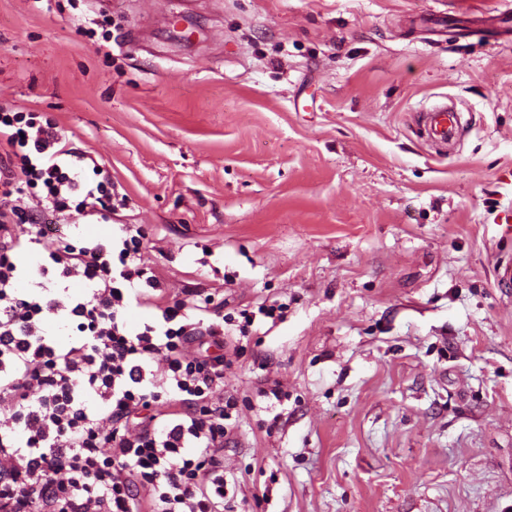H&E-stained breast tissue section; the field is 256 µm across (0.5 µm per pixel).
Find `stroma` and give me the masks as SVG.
I'll return each instance as SVG.
<instances>
[{
    "label": "stroma",
    "mask_w": 512,
    "mask_h": 512,
    "mask_svg": "<svg viewBox=\"0 0 512 512\" xmlns=\"http://www.w3.org/2000/svg\"><path fill=\"white\" fill-rule=\"evenodd\" d=\"M444 9L512 0H0V104L112 173L66 241L137 225L224 317L233 512H512V36ZM452 109H448V103H441L426 112V131L429 139L448 145L455 135L453 126L456 116Z\"/></svg>",
    "instance_id": "35a3bbf8"
}]
</instances>
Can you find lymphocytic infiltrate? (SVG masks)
Masks as SVG:
<instances>
[{
  "label": "lymphocytic infiltrate",
  "instance_id": "f902f5d3",
  "mask_svg": "<svg viewBox=\"0 0 512 512\" xmlns=\"http://www.w3.org/2000/svg\"><path fill=\"white\" fill-rule=\"evenodd\" d=\"M111 182L55 120L0 106V512H224L214 451L231 413L211 298L169 300L137 236L77 248L47 232L103 216ZM133 304L154 319L131 327ZM51 317L78 338L58 343ZM199 337L208 352L188 356Z\"/></svg>",
  "mask_w": 512,
  "mask_h": 512
}]
</instances>
